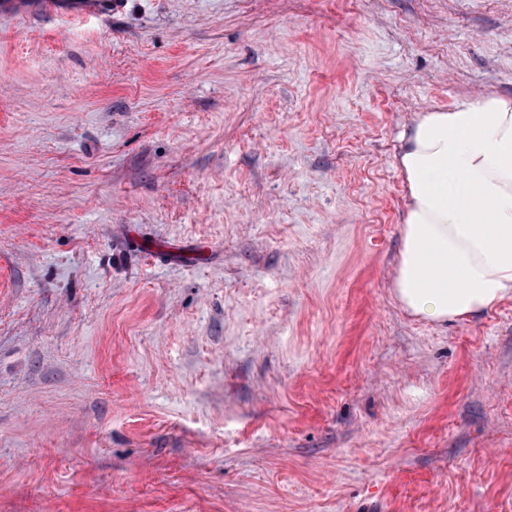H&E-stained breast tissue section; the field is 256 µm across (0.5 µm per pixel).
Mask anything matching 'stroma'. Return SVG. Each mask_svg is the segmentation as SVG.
<instances>
[{"label": "stroma", "mask_w": 512, "mask_h": 512, "mask_svg": "<svg viewBox=\"0 0 512 512\" xmlns=\"http://www.w3.org/2000/svg\"><path fill=\"white\" fill-rule=\"evenodd\" d=\"M0 0V512H512V300L396 301L416 113L512 0Z\"/></svg>", "instance_id": "35a3bbf8"}]
</instances>
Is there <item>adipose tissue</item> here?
Instances as JSON below:
<instances>
[{
    "label": "adipose tissue",
    "mask_w": 512,
    "mask_h": 512,
    "mask_svg": "<svg viewBox=\"0 0 512 512\" xmlns=\"http://www.w3.org/2000/svg\"><path fill=\"white\" fill-rule=\"evenodd\" d=\"M396 157L406 189L394 295L445 324L512 299V98L417 113Z\"/></svg>",
    "instance_id": "adipose-tissue-1"
}]
</instances>
